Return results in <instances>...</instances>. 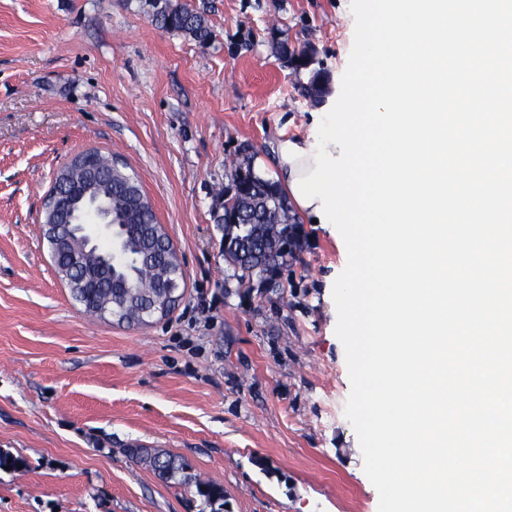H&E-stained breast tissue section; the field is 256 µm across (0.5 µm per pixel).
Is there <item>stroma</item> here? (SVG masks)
Listing matches in <instances>:
<instances>
[{"label": "stroma", "mask_w": 512, "mask_h": 512, "mask_svg": "<svg viewBox=\"0 0 512 512\" xmlns=\"http://www.w3.org/2000/svg\"><path fill=\"white\" fill-rule=\"evenodd\" d=\"M201 44L158 29L152 0H0V512H210L126 450L184 457L229 512H378L335 333L345 268L303 220L279 290L226 294L220 204L241 148L273 178L277 141L329 111L354 41L350 0H181ZM311 45L310 67L278 55ZM327 94L313 101L314 72ZM97 149L137 173L185 276L166 319L127 327L80 311L41 223L52 182Z\"/></svg>", "instance_id": "obj_1"}]
</instances>
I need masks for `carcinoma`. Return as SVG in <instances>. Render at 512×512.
Returning a JSON list of instances; mask_svg holds the SVG:
<instances>
[{
    "label": "carcinoma",
    "mask_w": 512,
    "mask_h": 512,
    "mask_svg": "<svg viewBox=\"0 0 512 512\" xmlns=\"http://www.w3.org/2000/svg\"><path fill=\"white\" fill-rule=\"evenodd\" d=\"M155 2L159 6L154 21L161 29L187 33L200 43L212 39L205 12L174 7L171 0ZM95 155L96 177L88 181L81 169L70 167L69 178L56 187L67 194L81 184L88 190L87 197L107 208L117 225L123 260L97 281L98 287L83 288L75 278L69 290L85 313L104 318L110 312L117 323L135 326L149 315L153 302L166 293L171 282H184V272L179 261L172 259V251L142 236L143 225L156 224L158 219L137 176L128 172L126 163L98 151ZM226 178L224 193L231 196V202L221 203L223 214L217 223L224 225V261L233 269L237 283L226 294L237 293L243 286L249 292L256 279L276 288L302 248V225L290 215L288 201L276 183L254 173L248 152L232 164ZM128 454L166 481L195 487L211 512H222L214 505L224 502V488L201 479L179 456L137 445Z\"/></svg>",
    "instance_id": "carcinoma-1"
}]
</instances>
